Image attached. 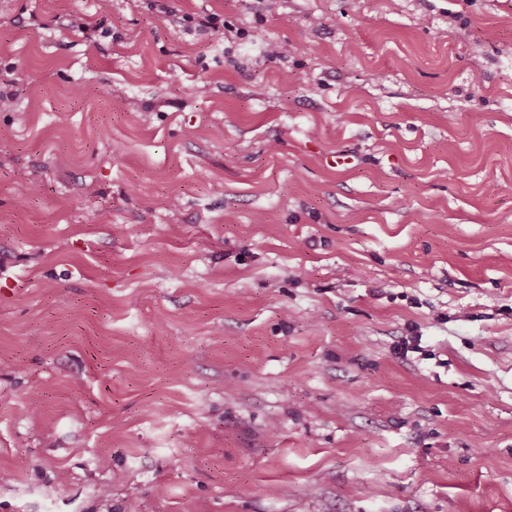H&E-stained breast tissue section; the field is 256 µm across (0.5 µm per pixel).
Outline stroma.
<instances>
[{
    "label": "stroma",
    "mask_w": 512,
    "mask_h": 512,
    "mask_svg": "<svg viewBox=\"0 0 512 512\" xmlns=\"http://www.w3.org/2000/svg\"><path fill=\"white\" fill-rule=\"evenodd\" d=\"M170 5L0 0V512H512V0ZM183 27L187 31H198L208 34L212 38L223 40L224 38V18L216 13L204 15H195L184 13L182 16Z\"/></svg>",
    "instance_id": "1"
}]
</instances>
